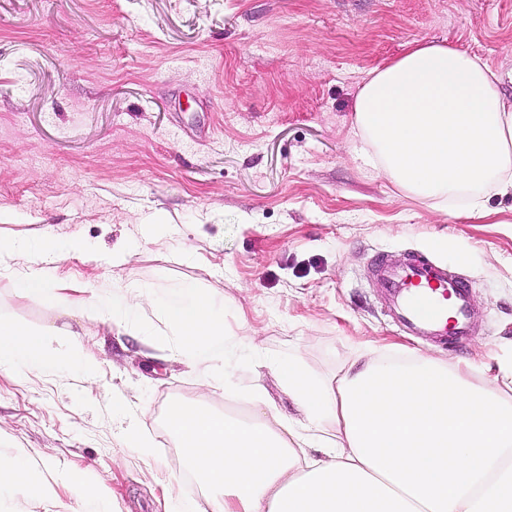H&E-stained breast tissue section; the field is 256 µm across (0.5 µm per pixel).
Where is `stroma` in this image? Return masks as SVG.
Wrapping results in <instances>:
<instances>
[{
  "label": "stroma",
  "mask_w": 512,
  "mask_h": 512,
  "mask_svg": "<svg viewBox=\"0 0 512 512\" xmlns=\"http://www.w3.org/2000/svg\"><path fill=\"white\" fill-rule=\"evenodd\" d=\"M427 43L481 57L512 102V0H0V237L20 244L0 255V317L67 329L98 361L91 376L70 362L0 370V455L53 483L43 500L11 487L0 512L76 507L55 480L76 465L112 512L178 499L206 512L160 417L173 401L296 417L271 368L281 358L329 383L363 352L512 359V197L473 217L356 158L364 80ZM43 239L55 255L35 252ZM380 251L467 278L469 335H410L371 274ZM34 270L107 298L131 283L157 299L215 295L225 328L250 338L224 359L234 388L209 392L206 364L173 359L151 306L120 328L73 304L54 312L19 288ZM134 423L151 454L126 446Z\"/></svg>",
  "instance_id": "obj_1"
}]
</instances>
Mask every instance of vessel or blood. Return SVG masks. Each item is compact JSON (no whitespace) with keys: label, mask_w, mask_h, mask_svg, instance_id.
<instances>
[{"label":"vessel or blood","mask_w":512,"mask_h":512,"mask_svg":"<svg viewBox=\"0 0 512 512\" xmlns=\"http://www.w3.org/2000/svg\"><path fill=\"white\" fill-rule=\"evenodd\" d=\"M374 269L380 288L396 303L406 324L435 336L468 335L471 285L467 280L414 252L398 266L387 254H378Z\"/></svg>","instance_id":"1"}]
</instances>
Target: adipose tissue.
<instances>
[{"label":"adipose tissue","mask_w":512,"mask_h":512,"mask_svg":"<svg viewBox=\"0 0 512 512\" xmlns=\"http://www.w3.org/2000/svg\"><path fill=\"white\" fill-rule=\"evenodd\" d=\"M483 59L442 44L417 45L374 70L355 103L364 166L436 203L485 190L512 194V104ZM175 357L220 360L247 336L224 332L219 302L194 288L157 302ZM0 318V367L54 370L84 359L66 338ZM274 369L303 419L248 423L200 405L169 406L163 426L209 491V512H512V364L485 382L425 357L357 359L336 386L314 382L296 358ZM317 448L321 458L309 456Z\"/></svg>","instance_id":"obj_1"}]
</instances>
